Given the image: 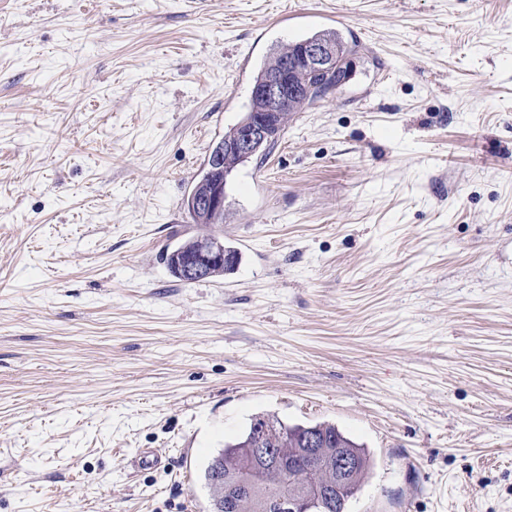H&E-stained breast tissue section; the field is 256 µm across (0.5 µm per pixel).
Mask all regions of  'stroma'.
Returning a JSON list of instances; mask_svg holds the SVG:
<instances>
[{"label":"stroma","instance_id":"35a3bbf8","mask_svg":"<svg viewBox=\"0 0 512 512\" xmlns=\"http://www.w3.org/2000/svg\"><path fill=\"white\" fill-rule=\"evenodd\" d=\"M323 29L349 81L194 223ZM208 232L238 268L180 281ZM256 416L370 452L349 512H512V0H0V512H209ZM313 37L317 39H310ZM295 44L297 45L293 54L271 71L285 56L289 55ZM350 51L351 47L338 32L323 30L297 42L278 47L268 60L259 65L253 77V86L267 77L261 84L253 88L252 99L256 100L260 106L252 112H245L237 125L224 132V138H231L235 134L236 126L237 134L232 140L224 144L223 139L214 145L210 154L211 162L208 166L209 178L203 186L206 189L195 195L189 193L186 197L187 209L193 215L207 217L211 214L224 213L226 210L225 189L231 172L225 171L224 167L234 171L246 162L236 155H224V151L245 158L257 153H265L275 143L272 140V130L280 137L293 112L302 110L314 101L313 98L305 95H310L311 92L317 90L322 97H325L348 81L350 70L348 66L347 68L344 66L345 59L341 57L346 56ZM302 68L314 74L323 75L326 81L339 73H344L345 77L336 86H325L326 81L321 82L322 79L319 76L301 73L297 77L298 83L310 82L312 85H317H305L301 89L294 88L291 86V76ZM297 91H301L305 95L293 98L288 108L289 93L294 95ZM277 119H279L278 127L272 129V125Z\"/></svg>","mask_w":512,"mask_h":512}]
</instances>
